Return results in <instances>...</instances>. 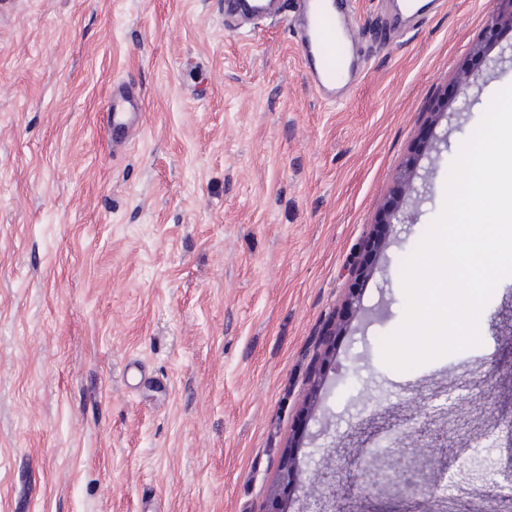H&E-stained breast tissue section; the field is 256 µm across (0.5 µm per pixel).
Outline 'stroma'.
<instances>
[{"label": "stroma", "mask_w": 512, "mask_h": 512, "mask_svg": "<svg viewBox=\"0 0 512 512\" xmlns=\"http://www.w3.org/2000/svg\"><path fill=\"white\" fill-rule=\"evenodd\" d=\"M386 2L354 0L365 76L328 104L290 28L240 33L224 0H0V512H266L289 447V512L331 470L347 506L356 461L386 444L486 490L480 512H512V276L479 346L407 371L380 354L403 260L512 84V27L477 57L497 0L413 24ZM465 65L482 80L452 96ZM116 81L143 116L114 152ZM409 164L408 219L384 223ZM369 240L356 284L346 266ZM424 396L448 406L436 427L459 426L447 447L419 446Z\"/></svg>", "instance_id": "obj_1"}]
</instances>
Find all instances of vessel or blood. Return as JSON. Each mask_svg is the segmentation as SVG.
Listing matches in <instances>:
<instances>
[{
    "label": "vessel or blood",
    "mask_w": 512,
    "mask_h": 512,
    "mask_svg": "<svg viewBox=\"0 0 512 512\" xmlns=\"http://www.w3.org/2000/svg\"><path fill=\"white\" fill-rule=\"evenodd\" d=\"M288 14L306 74L326 102L345 101L361 82L364 70L356 53V29L345 0H224L231 20L263 21ZM110 139L125 147L141 119L138 101L126 85L112 87Z\"/></svg>",
    "instance_id": "vessel-or-blood-1"
}]
</instances>
